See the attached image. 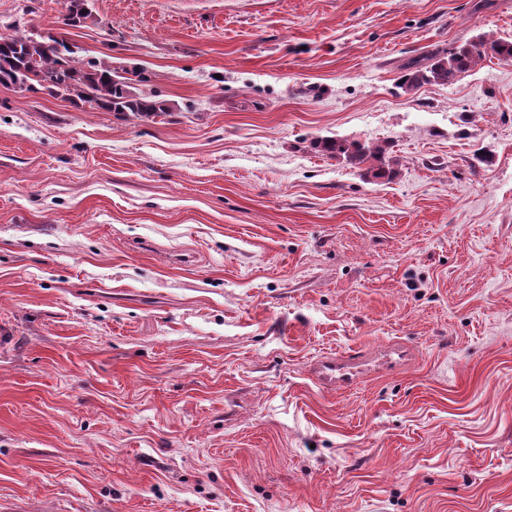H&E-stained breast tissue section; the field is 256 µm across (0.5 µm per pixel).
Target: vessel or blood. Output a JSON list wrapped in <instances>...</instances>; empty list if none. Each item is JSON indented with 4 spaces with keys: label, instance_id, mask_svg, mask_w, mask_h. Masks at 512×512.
<instances>
[{
    "label": "vessel or blood",
    "instance_id": "obj_1",
    "mask_svg": "<svg viewBox=\"0 0 512 512\" xmlns=\"http://www.w3.org/2000/svg\"><path fill=\"white\" fill-rule=\"evenodd\" d=\"M404 347L396 346L381 355L348 353L327 354L312 361L310 375L314 382L328 391H347L372 372H389L399 360L405 359Z\"/></svg>",
    "mask_w": 512,
    "mask_h": 512
}]
</instances>
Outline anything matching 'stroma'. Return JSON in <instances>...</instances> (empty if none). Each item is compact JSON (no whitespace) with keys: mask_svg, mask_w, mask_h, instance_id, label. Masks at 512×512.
Listing matches in <instances>:
<instances>
[{"mask_svg":"<svg viewBox=\"0 0 512 512\" xmlns=\"http://www.w3.org/2000/svg\"><path fill=\"white\" fill-rule=\"evenodd\" d=\"M480 2L0 0L171 106L0 85V512H512V62L397 86ZM91 0H63L66 7L64 21L66 25L76 27L92 13ZM313 146L330 158H345L353 167L360 168L367 164L366 174H370L373 178H384L390 175V171L385 167V150L379 145L370 146L357 141L323 137L315 141ZM407 349L395 346L382 355L348 353L321 355L312 361L310 375L327 391H347L372 372H390L407 356ZM393 355H397L394 358Z\"/></svg>","mask_w":512,"mask_h":512,"instance_id":"stroma-1","label":"stroma"}]
</instances>
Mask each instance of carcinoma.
<instances>
[{"label":"carcinoma","instance_id":"cac0c4a2","mask_svg":"<svg viewBox=\"0 0 512 512\" xmlns=\"http://www.w3.org/2000/svg\"><path fill=\"white\" fill-rule=\"evenodd\" d=\"M63 4L64 21L69 26L76 27L91 16V0H63ZM492 58L512 61V37L484 34L472 42L432 53L425 65L410 60L400 67L397 86L411 91L424 84L448 85ZM136 77V71L114 67L110 62L79 61L73 46L51 34L0 33V85L6 87L40 88L70 101L90 103L118 118L132 115L150 119L169 112L167 101L136 91ZM314 148L330 158L343 157L353 167L365 165L374 178L390 175L379 145L323 137L314 142Z\"/></svg>","mask_w":512,"mask_h":512}]
</instances>
